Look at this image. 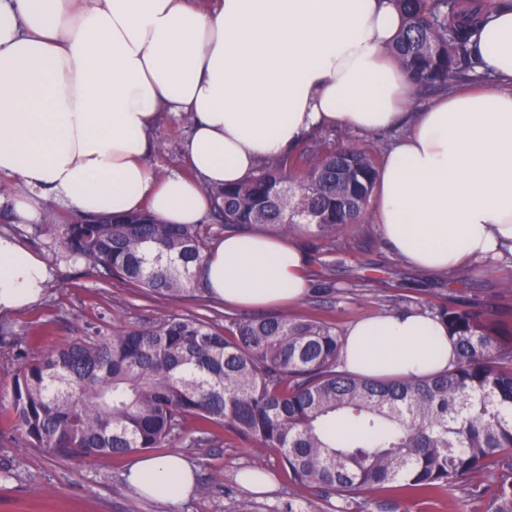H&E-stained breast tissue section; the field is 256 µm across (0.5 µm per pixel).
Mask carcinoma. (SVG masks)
Segmentation results:
<instances>
[{
    "label": "carcinoma",
    "instance_id": "obj_1",
    "mask_svg": "<svg viewBox=\"0 0 512 512\" xmlns=\"http://www.w3.org/2000/svg\"><path fill=\"white\" fill-rule=\"evenodd\" d=\"M395 3L404 23L388 52L419 98L491 77L476 55L485 0ZM376 179L365 143L346 135L336 145L316 132L245 180L211 189L209 224H168L147 211L61 224L47 209L42 223L11 228H29L56 258L101 268L149 296L204 301L199 272L214 225L283 236L304 228L325 240L365 219ZM437 309L459 349L454 367L387 382L339 370L336 325L312 316L216 326L176 314L42 353L17 336L10 402L19 437L27 448L91 458L160 448L179 434L198 447L196 434L219 427L274 452L293 482L336 491L337 512H356L378 487L430 495L484 471L497 479L486 512H512V337L492 335L476 314ZM337 419L356 432H329Z\"/></svg>",
    "mask_w": 512,
    "mask_h": 512
}]
</instances>
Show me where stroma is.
<instances>
[{
    "instance_id": "1",
    "label": "stroma",
    "mask_w": 512,
    "mask_h": 512,
    "mask_svg": "<svg viewBox=\"0 0 512 512\" xmlns=\"http://www.w3.org/2000/svg\"><path fill=\"white\" fill-rule=\"evenodd\" d=\"M192 122L185 115L161 113L153 130L154 148L148 163L156 176L185 173L183 145ZM293 240L307 260L311 291L303 303L284 307L288 316H320L346 332L354 321L397 310H427L445 304L479 314L497 335L512 334V296L503 290L512 268L482 264L462 276L427 274L409 267L383 240L372 221L355 230H338L334 241L322 243L299 233ZM22 242L47 260L51 279L44 299L15 314H0V330L23 336L36 334L39 347L49 348L98 330L143 325L173 314L194 313L211 320L225 313L216 301L198 305L148 297L103 272L80 262H56L44 238L26 233ZM18 362L16 348L0 342V512H283L288 503L306 512H336L334 491H319L290 480L275 455L245 443L219 428L205 442L187 447L177 439L164 454L185 455L197 470V485L188 500L173 506L139 496L126 483L129 457L99 456L79 460L22 447L15 431L10 389ZM262 471L270 490L245 489L239 474ZM471 492L440 490L410 497L378 488L362 504L363 512H485L495 481L477 473Z\"/></svg>"
}]
</instances>
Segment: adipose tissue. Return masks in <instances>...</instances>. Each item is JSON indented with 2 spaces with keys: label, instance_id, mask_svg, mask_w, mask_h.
Instances as JSON below:
<instances>
[{
  "label": "adipose tissue",
  "instance_id": "obj_1",
  "mask_svg": "<svg viewBox=\"0 0 512 512\" xmlns=\"http://www.w3.org/2000/svg\"><path fill=\"white\" fill-rule=\"evenodd\" d=\"M393 0H0V177L26 188L11 223L42 203L88 216L149 210L196 224L209 188L235 184L313 131L399 130L378 166L371 219L407 264L452 273L512 267V0H494L478 36L493 89H455L409 111L413 84L387 52ZM193 117L192 177L148 165L159 106ZM47 263L0 234V314L38 303ZM211 299L267 309L310 286L290 239L229 232L206 255ZM457 348L418 311L353 322L342 370L375 381L433 377ZM138 494L176 505L195 484L180 455L135 458Z\"/></svg>",
  "mask_w": 512,
  "mask_h": 512
}]
</instances>
